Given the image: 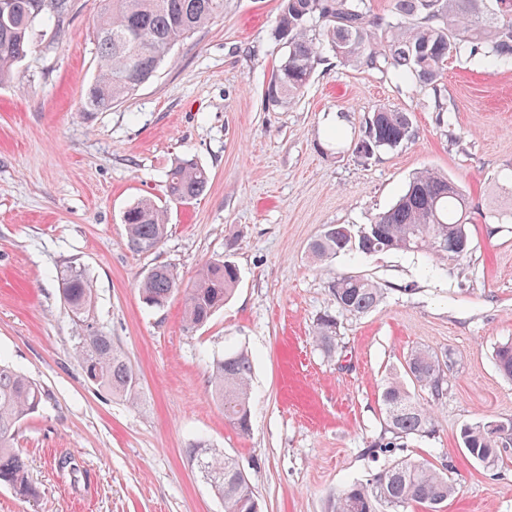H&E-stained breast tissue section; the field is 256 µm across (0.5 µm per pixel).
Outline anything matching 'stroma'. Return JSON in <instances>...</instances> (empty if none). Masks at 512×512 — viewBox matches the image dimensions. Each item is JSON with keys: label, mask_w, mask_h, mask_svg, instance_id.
<instances>
[{"label": "stroma", "mask_w": 512, "mask_h": 512, "mask_svg": "<svg viewBox=\"0 0 512 512\" xmlns=\"http://www.w3.org/2000/svg\"><path fill=\"white\" fill-rule=\"evenodd\" d=\"M280 3L224 0L223 16L177 44L149 82L89 112L99 0H72L63 33L45 28L17 83L0 85V358L43 391L15 432L37 495L0 484V512H224L193 461L199 441L236 460L261 512H328L337 491L404 456L447 466L456 493L439 512H512V455L487 469L460 440L463 426L512 420V380L495 360L512 342V65L452 60L431 90L328 51L304 93L276 107L265 89L285 52L273 34ZM379 107L411 113V138L369 160L337 152L336 128L353 138ZM184 157L210 182L183 205L164 180ZM423 168L470 202L463 260L310 257L325 225L370 223ZM144 195L171 220L158 249L136 253L122 215ZM222 255L240 283L204 326L185 327L181 297L143 304L148 269L187 281ZM71 263L93 283L85 323L126 354L135 399L89 382L74 357L57 280ZM339 274L377 281L378 307L339 311ZM326 314L337 321L329 351L315 342ZM417 349L452 361L444 398L417 393L435 431L372 456L389 435L382 385ZM234 353L252 364L246 434L208 391L213 361ZM64 456L77 474L59 469Z\"/></svg>", "instance_id": "35a3bbf8"}]
</instances>
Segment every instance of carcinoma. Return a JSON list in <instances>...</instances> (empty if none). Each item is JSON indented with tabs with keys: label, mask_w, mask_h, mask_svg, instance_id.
<instances>
[{
	"label": "carcinoma",
	"mask_w": 512,
	"mask_h": 512,
	"mask_svg": "<svg viewBox=\"0 0 512 512\" xmlns=\"http://www.w3.org/2000/svg\"><path fill=\"white\" fill-rule=\"evenodd\" d=\"M71 0H0V84L14 79L16 68L38 43L41 28L61 30ZM224 14V0H100L93 37L98 70L88 88L84 107L103 112L137 87L148 82L172 48ZM274 34L287 52L273 72L266 99L286 107L303 94L323 61V47L343 62L361 69L392 72L399 80L421 88L436 86L447 61L453 57L479 58L490 68L512 64V0H393L392 18L371 14L368 0H281ZM411 113L379 107L364 118L352 152L370 159L409 140ZM207 170L185 160L166 174V193L179 204L198 199L206 190ZM127 245L137 253L157 249L167 234L168 211L148 197L123 212ZM468 198L447 176L433 170L416 173L399 200L377 214L371 223L355 229L328 224L310 243L318 259L348 252L365 256L389 251L423 253L440 261H460L469 251L467 225L472 223ZM240 279L237 266L223 258L206 264L192 284L184 287L167 266L148 270L140 281L142 302L162 308L183 293L184 322L196 329L224 306ZM58 280L64 302L80 327L75 358L92 383L132 396L134 376L112 337L85 325L93 285L84 269L66 265ZM332 290L339 309L364 314L382 300V288L358 275H338ZM337 323L330 315L319 318L317 343L326 350L336 340ZM496 363L512 379V342L498 347ZM405 373L432 398H443L446 372L437 354L410 353ZM251 365L242 354L213 362L212 396L224 408V419L242 432L249 431ZM40 387L26 375L0 361V483L21 495L33 494L24 462L15 447L19 423L35 413L42 402ZM393 439L374 444L387 454L397 440L429 432L433 415L418 402L397 376L388 378L381 393ZM463 447L488 469L504 462L512 444V421H488L461 429ZM195 460L224 500V512H258V502L247 477L229 456L200 455ZM455 492L447 469L414 458L391 462L364 482L336 492L330 512H399L418 504L427 512Z\"/></svg>",
	"instance_id": "cac0c4a2"
}]
</instances>
